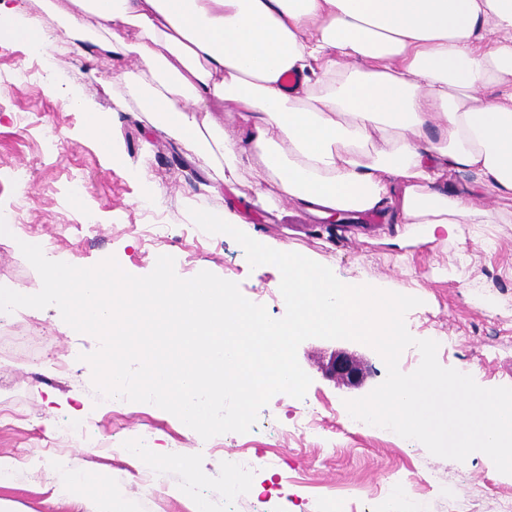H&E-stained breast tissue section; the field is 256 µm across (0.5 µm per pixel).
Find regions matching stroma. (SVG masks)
Here are the masks:
<instances>
[{"instance_id":"stroma-1","label":"stroma","mask_w":512,"mask_h":512,"mask_svg":"<svg viewBox=\"0 0 512 512\" xmlns=\"http://www.w3.org/2000/svg\"><path fill=\"white\" fill-rule=\"evenodd\" d=\"M54 52H32L19 40L0 41V214L24 224L32 240L51 256L81 267L112 257L126 272L144 276L158 256L169 255L184 278L201 271L238 284L250 301L275 318L285 310L276 300L279 270L250 267L231 237H200L190 229V209H228L245 221L256 241L328 262L342 282L383 281L394 292L420 298L405 317L418 339L443 337L441 366L471 375L484 388L512 387V223L466 224L458 236L436 245L404 235L391 206L380 208L375 236L341 238L336 225L305 209L270 205L248 186L237 192H208L199 159L188 156L158 122L132 101L113 99L108 81L125 60L102 64L86 47L65 58L63 86L50 88ZM78 95L82 107L69 105ZM116 115L119 156H106L88 131L89 111ZM144 167L162 190L153 209L143 208L145 184L133 173ZM81 176L84 195L72 200L69 184ZM98 227L78 233L86 214ZM22 289L40 287L38 272L15 239L0 235V282ZM98 340L71 330L52 307L25 308L0 322V457L12 458L20 477L0 487V499L24 512H75L55 493L48 470L71 461L89 474L111 473L132 493L134 512H193L189 499L168 494L182 480L177 469L152 470L124 455L126 441L147 436L166 455L190 457L206 481L201 488L214 512H403L404 499L424 512H505L512 478L492 477L482 456L458 462L431 455L418 441L392 431L361 434L342 420L347 400L369 394L387 370L371 347L351 340L311 338L298 348L300 366L311 377L304 399L274 395L246 433L202 439L173 414L150 403L98 399L92 370L83 357ZM344 351L365 369L361 385L328 379L323 367ZM69 360L68 371L55 368ZM85 409L90 448L56 441L73 410ZM315 421V431L303 429ZM231 457L252 464L256 481L272 479L273 492L226 498L224 469Z\"/></svg>"}]
</instances>
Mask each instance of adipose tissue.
I'll use <instances>...</instances> for the list:
<instances>
[{
	"label": "adipose tissue",
	"mask_w": 512,
	"mask_h": 512,
	"mask_svg": "<svg viewBox=\"0 0 512 512\" xmlns=\"http://www.w3.org/2000/svg\"><path fill=\"white\" fill-rule=\"evenodd\" d=\"M105 57L112 83L209 170L325 219L394 205L423 240L512 211L448 194L465 171L512 198V0H0V38L43 51L48 20ZM294 74L285 86V74ZM234 106L228 134L216 103Z\"/></svg>",
	"instance_id": "ef3b65f1"
}]
</instances>
